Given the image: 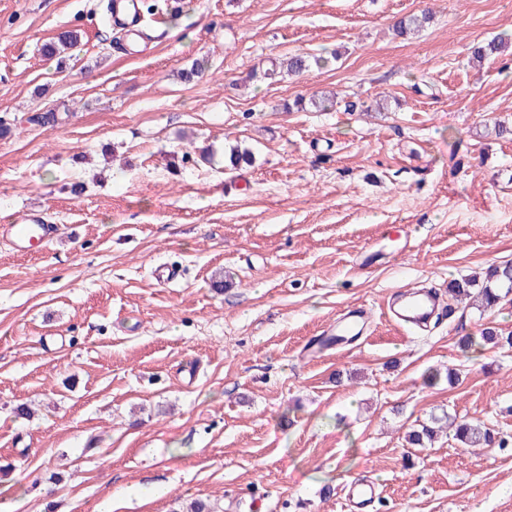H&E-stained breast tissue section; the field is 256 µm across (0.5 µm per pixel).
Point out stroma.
Instances as JSON below:
<instances>
[{
	"mask_svg": "<svg viewBox=\"0 0 512 512\" xmlns=\"http://www.w3.org/2000/svg\"><path fill=\"white\" fill-rule=\"evenodd\" d=\"M104 5L0 0V220L58 227L0 242V512H344L354 480L367 512H512V348L458 344L512 303L448 297L512 261V0H144V53ZM288 53L315 63L261 79ZM415 286L450 308L424 330L385 314ZM445 413L505 447L406 442ZM255 155L249 148H242L240 145L231 146L229 151L224 150V167L230 170L242 169L252 166ZM56 229L37 214L20 212L8 224L0 225V237L9 240L17 253H27L35 245H47L55 238ZM366 313L362 309H355L344 314L336 322V334L342 336H354L362 332L366 325ZM376 497L372 482H351L346 487L345 502L350 512H365Z\"/></svg>",
	"mask_w": 512,
	"mask_h": 512,
	"instance_id": "1",
	"label": "stroma"
}]
</instances>
